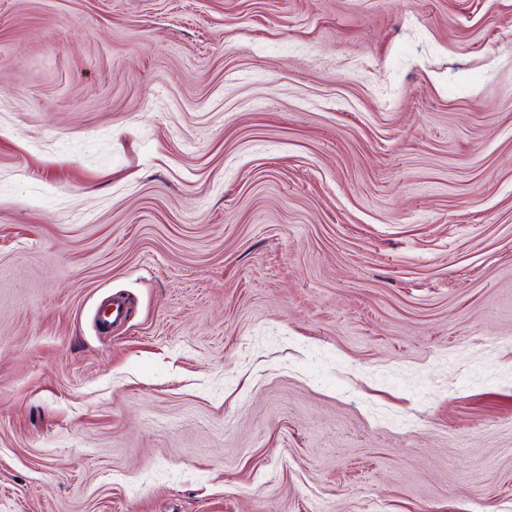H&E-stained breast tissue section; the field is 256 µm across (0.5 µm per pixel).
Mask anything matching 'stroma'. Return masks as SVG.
Listing matches in <instances>:
<instances>
[{
	"mask_svg": "<svg viewBox=\"0 0 512 512\" xmlns=\"http://www.w3.org/2000/svg\"><path fill=\"white\" fill-rule=\"evenodd\" d=\"M0 512H512V0H0Z\"/></svg>",
	"mask_w": 512,
	"mask_h": 512,
	"instance_id": "stroma-1",
	"label": "stroma"
}]
</instances>
